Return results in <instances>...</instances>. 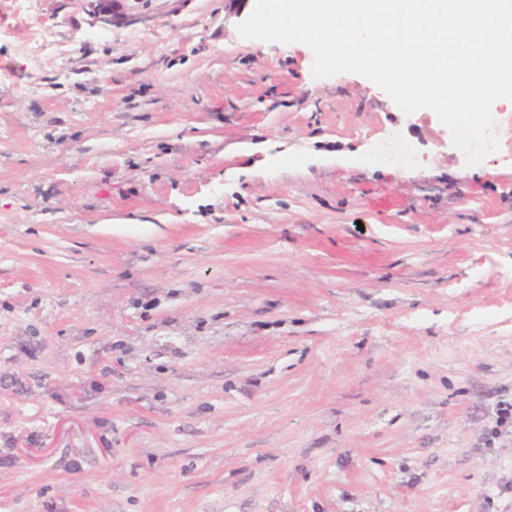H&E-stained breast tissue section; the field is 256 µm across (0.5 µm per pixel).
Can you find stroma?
<instances>
[{"mask_svg":"<svg viewBox=\"0 0 512 512\" xmlns=\"http://www.w3.org/2000/svg\"><path fill=\"white\" fill-rule=\"evenodd\" d=\"M254 7L0 0V512H512V107Z\"/></svg>","mask_w":512,"mask_h":512,"instance_id":"obj_1","label":"stroma"}]
</instances>
